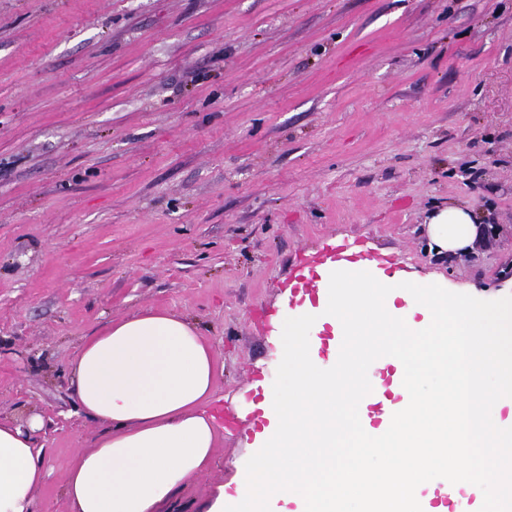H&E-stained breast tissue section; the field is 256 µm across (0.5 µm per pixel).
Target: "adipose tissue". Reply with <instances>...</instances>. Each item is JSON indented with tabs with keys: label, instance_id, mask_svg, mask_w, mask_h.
<instances>
[{
	"label": "adipose tissue",
	"instance_id": "ef3b65f1",
	"mask_svg": "<svg viewBox=\"0 0 512 512\" xmlns=\"http://www.w3.org/2000/svg\"><path fill=\"white\" fill-rule=\"evenodd\" d=\"M439 254L468 249L479 235L464 206L441 209L426 230ZM217 367L196 325L168 311H139L84 337L69 382L79 413L104 427L78 453L64 493L74 512H164L214 463L219 428L207 405ZM38 417L0 421V512H34L49 476Z\"/></svg>",
	"mask_w": 512,
	"mask_h": 512
}]
</instances>
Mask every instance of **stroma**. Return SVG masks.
Listing matches in <instances>:
<instances>
[{
	"instance_id": "obj_1",
	"label": "stroma",
	"mask_w": 512,
	"mask_h": 512,
	"mask_svg": "<svg viewBox=\"0 0 512 512\" xmlns=\"http://www.w3.org/2000/svg\"><path fill=\"white\" fill-rule=\"evenodd\" d=\"M451 205L488 242L429 251ZM340 245L512 296V0H0V420L44 421L36 512H72L103 433L83 337L144 310L222 369L214 464L173 509L206 512L261 447L273 318Z\"/></svg>"
}]
</instances>
